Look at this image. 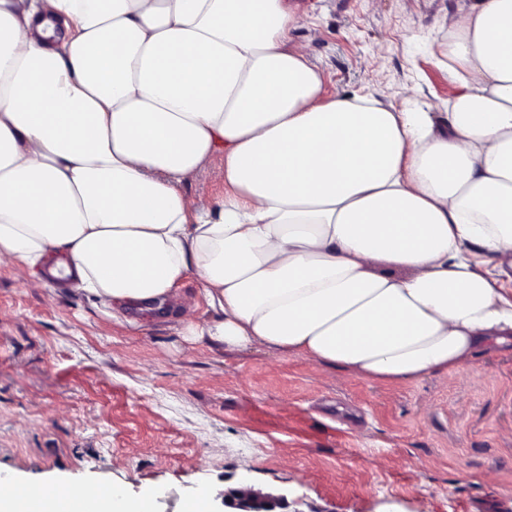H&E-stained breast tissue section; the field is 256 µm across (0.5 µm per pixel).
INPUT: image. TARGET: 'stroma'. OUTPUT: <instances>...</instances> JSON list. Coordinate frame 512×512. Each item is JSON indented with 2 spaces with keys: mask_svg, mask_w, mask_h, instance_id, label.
<instances>
[{
  "mask_svg": "<svg viewBox=\"0 0 512 512\" xmlns=\"http://www.w3.org/2000/svg\"><path fill=\"white\" fill-rule=\"evenodd\" d=\"M469 0H288L326 95L396 109L454 92L439 62ZM0 268V458L19 483L158 491L273 482L290 512H512V354L394 386L264 349L181 351L176 322L112 320Z\"/></svg>",
  "mask_w": 512,
  "mask_h": 512,
  "instance_id": "obj_1",
  "label": "stroma"
}]
</instances>
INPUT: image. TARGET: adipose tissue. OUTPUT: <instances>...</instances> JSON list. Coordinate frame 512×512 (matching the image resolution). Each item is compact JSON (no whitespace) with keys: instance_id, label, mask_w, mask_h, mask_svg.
<instances>
[{"instance_id":"adipose-tissue-1","label":"adipose tissue","mask_w":512,"mask_h":512,"mask_svg":"<svg viewBox=\"0 0 512 512\" xmlns=\"http://www.w3.org/2000/svg\"><path fill=\"white\" fill-rule=\"evenodd\" d=\"M288 0H0V268L183 351L267 348L389 385L512 347V0L448 21L444 111L323 97ZM224 192L179 186L213 157ZM30 512L156 492L27 488ZM176 288L178 290L175 306L195 309L202 316L210 315L201 288L194 276L189 275Z\"/></svg>"}]
</instances>
